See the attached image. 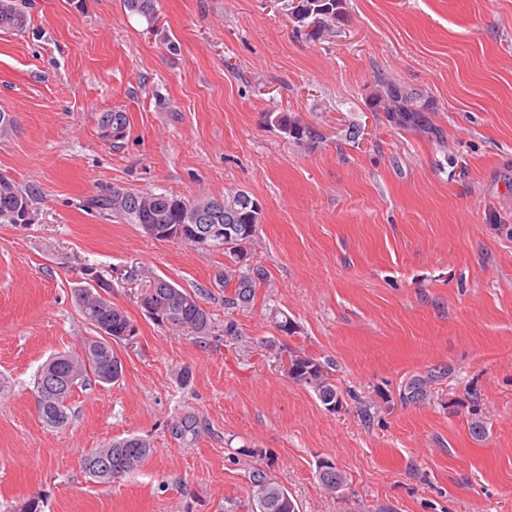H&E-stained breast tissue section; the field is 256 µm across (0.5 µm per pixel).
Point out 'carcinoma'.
Instances as JSON below:
<instances>
[{
	"mask_svg": "<svg viewBox=\"0 0 512 512\" xmlns=\"http://www.w3.org/2000/svg\"><path fill=\"white\" fill-rule=\"evenodd\" d=\"M131 12L143 16L150 24L157 21L154 0H123ZM312 13L318 16V26L308 36L319 35L325 27L341 17L342 0H306ZM27 24V14L14 5V0L0 4V29L22 30ZM387 121L399 126L428 127L426 107L396 84L387 85ZM280 131L298 141L309 134L308 127L300 121L280 114L274 117ZM129 119L124 112H105L99 119V134L106 141L116 143L128 132ZM249 194L243 190L230 191L220 198L200 197L186 199L170 193H120L98 196L89 200L91 207L110 211L131 224H158L164 228L181 230L176 243H191L201 248L224 251V268L215 274V283L224 289V309L231 312L224 320V335H239L234 312L249 309L256 296V288L266 279L264 269L246 264L251 259V245L261 226L262 208L256 203H246ZM33 193L20 188L7 177L0 178V224H22L23 214L31 212ZM205 215L206 224L249 225L251 231L239 232L231 245L222 239H200L188 232L195 226L198 215ZM155 290L154 309L156 322L183 327L207 336L211 332L210 313L202 303V290H188L173 281L161 278ZM76 304L96 332L84 338L79 352L59 354L50 358L39 370L33 391L38 412L43 421L54 428L68 423V400L74 388L86 378L110 384L123 374V364L112 347L114 342H133L130 336L133 325L126 312L102 299L90 287L74 289ZM290 378L313 388L326 409H336L341 396L331 381L324 364L305 354L290 357L287 367ZM432 377L419 376L405 386L406 399L418 400L427 393ZM200 421L193 413H185L172 424L170 433L181 441L196 439ZM152 453L151 444L142 437H128L112 441L90 452L83 460L86 472L100 483H107L137 471ZM251 498L256 512H297L296 503L288 491L265 471L257 469L250 478Z\"/></svg>",
	"mask_w": 512,
	"mask_h": 512,
	"instance_id": "obj_1",
	"label": "carcinoma"
}]
</instances>
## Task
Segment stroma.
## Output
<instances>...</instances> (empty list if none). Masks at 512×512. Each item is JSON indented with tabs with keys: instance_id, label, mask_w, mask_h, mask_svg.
Wrapping results in <instances>:
<instances>
[{
	"instance_id": "stroma-1",
	"label": "stroma",
	"mask_w": 512,
	"mask_h": 512,
	"mask_svg": "<svg viewBox=\"0 0 512 512\" xmlns=\"http://www.w3.org/2000/svg\"><path fill=\"white\" fill-rule=\"evenodd\" d=\"M18 2L31 25L0 30V172L36 196L28 227L0 224V512H252L257 469L299 512H512V0H344L313 40L292 0H156L152 25L123 0ZM388 83L429 105L432 132L387 121ZM105 112L127 113L125 140L100 139ZM279 113L311 137H284ZM231 189L262 206L267 274L238 337L223 252L87 205ZM88 267L136 341L114 346L121 380L76 387L52 428L34 377L93 333L73 296ZM157 276L203 289L209 336L147 316ZM300 353L328 363L341 407L288 376ZM187 412L202 427L184 443L169 428ZM131 435L151 442L140 470L86 473ZM324 459L344 493L318 481Z\"/></svg>"
}]
</instances>
